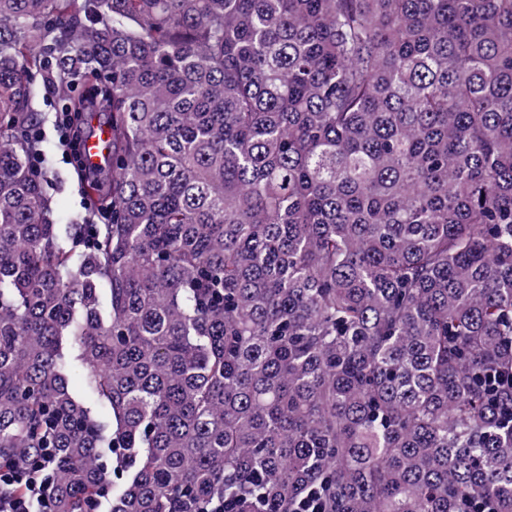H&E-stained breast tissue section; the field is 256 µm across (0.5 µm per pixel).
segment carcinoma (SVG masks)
Segmentation results:
<instances>
[{
    "label": "carcinoma",
    "mask_w": 512,
    "mask_h": 512,
    "mask_svg": "<svg viewBox=\"0 0 512 512\" xmlns=\"http://www.w3.org/2000/svg\"><path fill=\"white\" fill-rule=\"evenodd\" d=\"M33 75L103 113L102 224L51 220ZM37 448L53 512H512V0H0Z\"/></svg>",
    "instance_id": "1"
}]
</instances>
